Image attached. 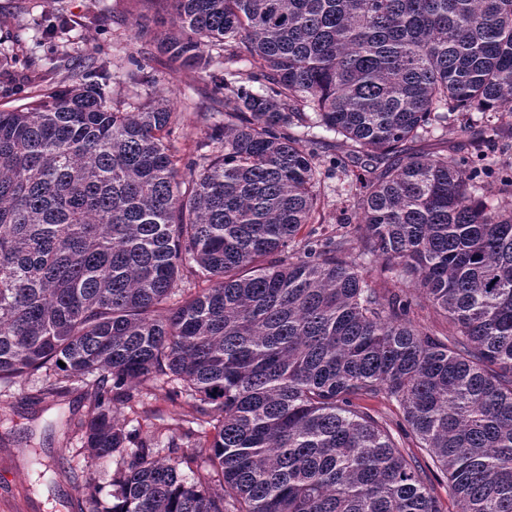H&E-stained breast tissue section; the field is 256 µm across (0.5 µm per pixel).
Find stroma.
Here are the masks:
<instances>
[{
	"label": "stroma",
	"mask_w": 512,
	"mask_h": 512,
	"mask_svg": "<svg viewBox=\"0 0 512 512\" xmlns=\"http://www.w3.org/2000/svg\"><path fill=\"white\" fill-rule=\"evenodd\" d=\"M64 6L72 20L69 32L41 43L36 24ZM15 14L14 0H0V45L19 44L47 64L62 48L72 56L101 54L112 59L110 86L114 99L137 98L144 103L158 96L183 111V123L174 142L181 157H189L197 141L222 129L223 112L214 107V85L205 72L178 70L160 52L152 37L165 30L168 11L148 8L142 0H25ZM141 66L142 82L131 85L128 74ZM413 153L470 155L475 148L469 136L448 127L434 136L409 143ZM318 191L322 200L317 231L328 235L338 228L342 214L352 211L348 183L322 175ZM49 377L37 372L0 382V512H88V490H112L117 459L86 467L78 425L89 410L91 397L85 383H70L65 393L44 395ZM191 400H169L155 381L132 389L130 399L118 405L115 415L139 436L155 437L160 456H168L169 440L180 446L199 442L192 421Z\"/></svg>",
	"instance_id": "1"
}]
</instances>
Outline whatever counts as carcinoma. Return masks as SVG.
Segmentation results:
<instances>
[{
    "mask_svg": "<svg viewBox=\"0 0 512 512\" xmlns=\"http://www.w3.org/2000/svg\"><path fill=\"white\" fill-rule=\"evenodd\" d=\"M163 2L162 52L211 71L224 110L187 179L179 112L113 105L111 58L44 70L0 51L26 100L0 111V381L92 383L87 463L119 467L91 512H442L360 405L380 395L456 512H512V178L490 193L482 157L404 149L450 124L512 133V0ZM70 28L61 6L42 35ZM470 112L487 113L477 131ZM306 124L384 163L333 160L359 193L326 237H301L323 164L290 132ZM370 263L412 292L376 287ZM190 276L209 286L187 292ZM161 377L213 428L164 459L113 413Z\"/></svg>",
    "mask_w": 512,
    "mask_h": 512,
    "instance_id": "obj_1",
    "label": "carcinoma"
}]
</instances>
